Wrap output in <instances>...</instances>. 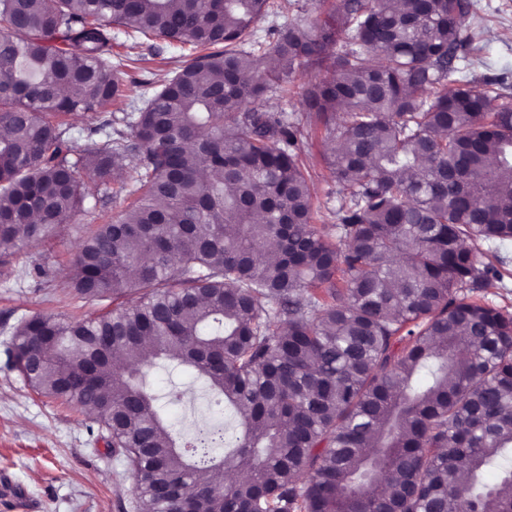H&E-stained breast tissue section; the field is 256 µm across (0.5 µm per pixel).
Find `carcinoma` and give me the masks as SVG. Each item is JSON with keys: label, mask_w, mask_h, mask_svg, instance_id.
I'll return each instance as SVG.
<instances>
[{"label": "carcinoma", "mask_w": 512, "mask_h": 512, "mask_svg": "<svg viewBox=\"0 0 512 512\" xmlns=\"http://www.w3.org/2000/svg\"><path fill=\"white\" fill-rule=\"evenodd\" d=\"M473 7L336 0L273 26L260 69L270 0H0V246L97 209L91 182L131 199L63 283L112 309L31 315L10 360L109 433L138 512H512V313L478 248L512 241V95L455 78ZM114 25L202 53L116 114ZM306 69L304 112L262 109ZM314 123L339 246L295 150ZM157 359L238 416L224 460L221 430L166 425L139 380Z\"/></svg>", "instance_id": "carcinoma-1"}]
</instances>
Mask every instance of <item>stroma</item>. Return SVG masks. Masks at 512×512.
<instances>
[{"label":"stroma","mask_w":512,"mask_h":512,"mask_svg":"<svg viewBox=\"0 0 512 512\" xmlns=\"http://www.w3.org/2000/svg\"><path fill=\"white\" fill-rule=\"evenodd\" d=\"M469 24L478 33V49L470 56L467 77L499 81L512 92V0H477ZM114 50L131 58L123 80L133 96L178 65L177 51L161 39L134 46L118 31ZM324 136L322 126L313 127L299 137L297 151L311 166L314 206L326 215L336 208L337 186L323 159ZM92 222V214L76 215L48 241L24 247L0 263V512H17L19 498L27 501L29 512H138L134 475L123 457L113 455L107 432L91 427L88 414L33 392L7 356L21 319L46 311L65 319L93 312V305L54 292ZM143 373L146 389L174 431L234 427L229 410L215 406L192 375L162 364ZM174 388L183 391L181 401L170 400Z\"/></svg>","instance_id":"1"}]
</instances>
